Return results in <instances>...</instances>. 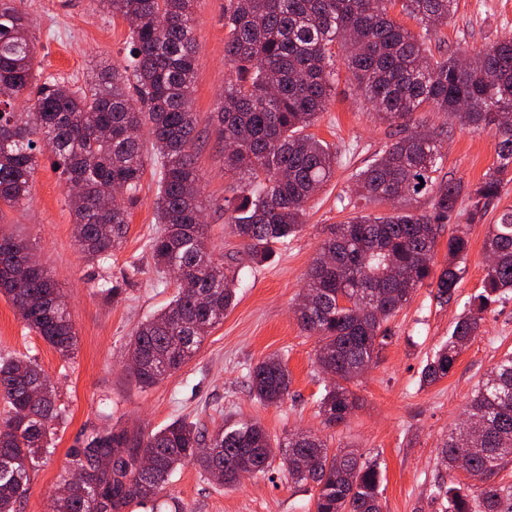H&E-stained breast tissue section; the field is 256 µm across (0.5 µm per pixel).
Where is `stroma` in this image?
<instances>
[{
	"label": "stroma",
	"instance_id": "1",
	"mask_svg": "<svg viewBox=\"0 0 512 512\" xmlns=\"http://www.w3.org/2000/svg\"><path fill=\"white\" fill-rule=\"evenodd\" d=\"M225 3L193 0L196 74L191 104L198 117L194 161L204 174L203 221L216 255L233 260L236 267V304L191 361L146 390L126 369V344L133 330L166 307L177 292L174 278L156 273L149 250L159 229L154 166H147L135 203L123 195L118 198L128 204L130 217L109 268L125 288L117 300L89 290L99 268L82 257L74 242L64 180L51 153L39 157L29 204L6 211L0 220V228L30 241L36 259L65 294L78 336L75 354L61 357L26 328L13 305L0 296V357L36 360L67 410L57 426L54 454L40 460L32 475L23 512H53V500L69 475L66 454L85 432L101 428L98 409L104 401L112 407L113 426L133 432H154L178 418L208 430L228 419H251L275 440L295 431L312 432L329 448L352 449L379 462L382 512H444L436 488L448 469L439 448L462 421L478 381L512 353V295L485 312L480 336L463 350L448 377L425 385L421 373L447 341L470 297L483 288V242L501 211L512 205V181L503 183L499 199L489 204L482 220L468 227L466 271L454 299L441 304L434 288H418L411 303L391 318L392 338L376 365L351 383L357 397L352 415L345 423L325 426L317 404L328 379L315 363V337L297 319V298L330 225L349 216L341 203L354 197L355 173L400 133L377 118L349 81L344 64H337L330 103L311 132L338 151L343 163L309 200L306 223L297 237L276 248L268 260L252 262L224 214L225 199L243 182L240 174L225 170L219 134L224 86L234 75L224 59ZM20 7L33 22L36 63L43 76L80 86L99 60L120 65L129 53L128 22L98 8L95 0H22ZM510 35L512 0H458L440 40L428 47L435 55L468 54ZM427 118L432 127L444 130L441 178L473 188L496 163L495 138L437 112ZM274 354L287 362L289 393L283 403L264 406L250 394L246 374L251 365ZM310 497L309 486L289 480L277 457L266 475L229 489L188 463L172 475L162 495L166 501L178 500L185 512H310Z\"/></svg>",
	"mask_w": 512,
	"mask_h": 512
}]
</instances>
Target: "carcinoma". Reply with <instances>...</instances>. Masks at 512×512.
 Instances as JSON below:
<instances>
[{
    "label": "carcinoma",
    "instance_id": "carcinoma-1",
    "mask_svg": "<svg viewBox=\"0 0 512 512\" xmlns=\"http://www.w3.org/2000/svg\"><path fill=\"white\" fill-rule=\"evenodd\" d=\"M398 5L423 26L424 36L392 16ZM99 6L130 22V59L73 87L37 80L31 23L17 0H0V214L30 199L37 144L46 142L71 187L74 241L104 270L92 293L116 299L121 288L106 270L129 213L109 193L121 186L128 200L137 199L147 162L159 166L156 220L162 228L152 238L151 257L158 273L189 285L178 287L172 302L132 333L129 370L146 389L187 364L224 320L234 303V273L210 250L201 219L203 173L193 157L197 117L188 107L195 78L192 0H99ZM456 6L457 0H227L224 7V58L235 70L219 113L224 168L260 185L257 192L242 188L224 213L252 260L267 259L275 246L297 236L308 201L335 174L337 154L307 129L325 111L336 84V51L358 94L404 132L355 174L359 197L391 203L393 211L358 212L334 226L307 272L298 318L318 338L317 364L332 377L319 404L329 427L351 415L349 384L378 360L390 339L386 323L415 291L427 284L439 302L453 300L469 251L467 225L482 219L512 175V36L465 60L435 57L425 38L438 35ZM21 96L32 101V111H13ZM422 108L497 140L496 166L474 189L435 177L442 164L440 134L417 115ZM146 126L150 156L143 151ZM464 193L471 201L465 216L459 208ZM422 197L430 210L415 206ZM452 220L457 229L448 238V266L437 274L432 255L438 233ZM483 246L494 257L484 291L423 368L427 385L448 376L463 348L480 335L484 312L512 292L511 207L491 225ZM30 251L26 239L0 232V294L29 330L68 358L77 336L65 295L42 266L16 275ZM247 383L263 405L284 401L285 360L272 355L259 361L248 369ZM0 399L7 407L0 418V512H22L32 469L52 453L65 410L41 367L23 356L0 358ZM275 448L288 478L311 484L314 512H382L375 461L332 452L311 432L273 442L257 422L223 423L209 433L184 419L149 434L93 430L68 451L69 469L85 472V480L57 499L56 512H122L155 502L185 463L233 487L247 475L266 473ZM440 454L448 464V484L438 485L446 512H512V487L496 481L512 464V354L479 381L465 419ZM461 456L475 481L471 489L457 478ZM143 457L152 461L148 470L140 468Z\"/></svg>",
    "mask_w": 512,
    "mask_h": 512
}]
</instances>
